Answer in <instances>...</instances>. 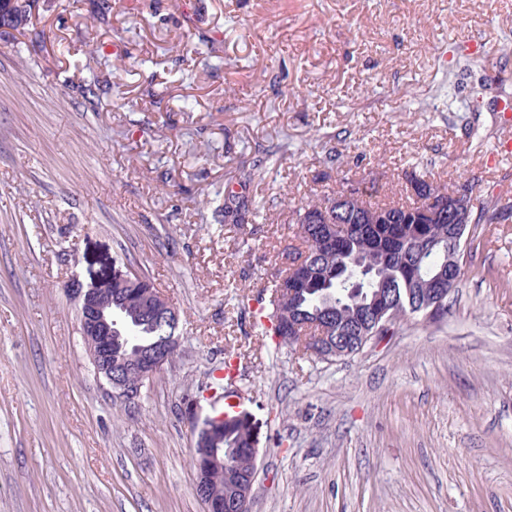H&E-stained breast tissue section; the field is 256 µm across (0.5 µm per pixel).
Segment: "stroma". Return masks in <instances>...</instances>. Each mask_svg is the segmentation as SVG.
Here are the masks:
<instances>
[{
	"instance_id": "stroma-1",
	"label": "stroma",
	"mask_w": 512,
	"mask_h": 512,
	"mask_svg": "<svg viewBox=\"0 0 512 512\" xmlns=\"http://www.w3.org/2000/svg\"><path fill=\"white\" fill-rule=\"evenodd\" d=\"M111 3L0 28V512H206L191 456L231 407L258 448L252 512H512V154L494 150L512 0ZM460 45L497 82L475 110ZM271 145L247 226L219 223L240 162ZM331 147L367 201L462 176L502 210L471 226L443 322L406 317L325 362L238 303L292 210L338 188ZM116 268L180 317L131 404L95 374L68 291ZM229 354L240 374L208 397Z\"/></svg>"
}]
</instances>
